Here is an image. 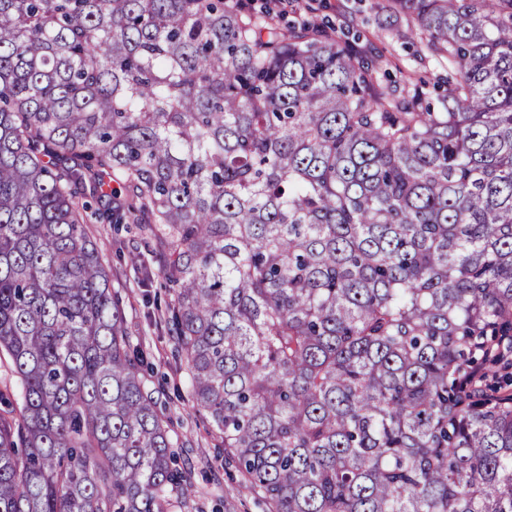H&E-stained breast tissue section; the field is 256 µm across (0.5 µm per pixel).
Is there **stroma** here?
I'll return each mask as SVG.
<instances>
[{"label": "stroma", "instance_id": "35a3bbf8", "mask_svg": "<svg viewBox=\"0 0 512 512\" xmlns=\"http://www.w3.org/2000/svg\"><path fill=\"white\" fill-rule=\"evenodd\" d=\"M386 2L292 0L284 12L275 0H253V5L274 24L315 21L328 30L351 32L357 54L379 66V78L390 89H403L409 80L431 86L446 77L447 69L428 58L420 43L388 31ZM86 227L102 250L123 309V328L146 357L142 383L168 423L179 466L190 474L177 491L178 512H270L267 500L245 486L234 458L193 406L185 361L165 324L175 291L161 273L163 259L155 241L138 224H108L91 216Z\"/></svg>", "mask_w": 512, "mask_h": 512}]
</instances>
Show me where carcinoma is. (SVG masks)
I'll return each mask as SVG.
<instances>
[{
    "label": "carcinoma",
    "instance_id": "obj_1",
    "mask_svg": "<svg viewBox=\"0 0 512 512\" xmlns=\"http://www.w3.org/2000/svg\"><path fill=\"white\" fill-rule=\"evenodd\" d=\"M438 107L226 0H0V512H170L85 216L143 225L194 406L271 512H512V0H389ZM125 190L112 205L106 181ZM0 391L8 393L18 409L21 405L20 388L17 378L11 372L10 360L7 356L0 359Z\"/></svg>",
    "mask_w": 512,
    "mask_h": 512
}]
</instances>
